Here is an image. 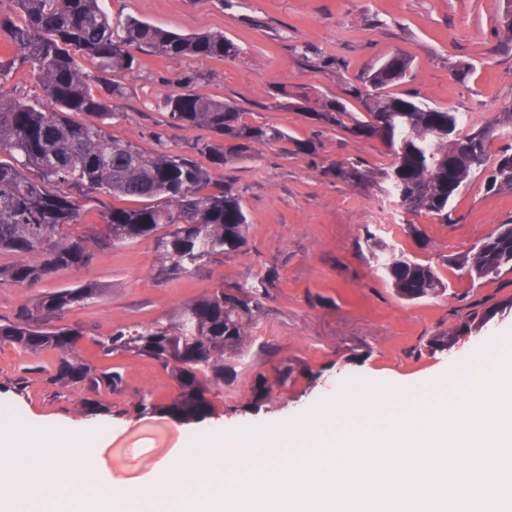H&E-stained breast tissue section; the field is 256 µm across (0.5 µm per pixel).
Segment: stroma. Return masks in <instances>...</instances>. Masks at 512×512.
<instances>
[{
	"label": "stroma",
	"instance_id": "obj_1",
	"mask_svg": "<svg viewBox=\"0 0 512 512\" xmlns=\"http://www.w3.org/2000/svg\"><path fill=\"white\" fill-rule=\"evenodd\" d=\"M104 6L112 17L132 15L177 33L221 32L241 48L230 61L142 57L123 80L113 136L147 154L163 144L185 152L209 139L207 130L193 129L167 131L163 144L156 140L165 124L156 101L182 87L236 103L250 122L316 140L317 152L298 154L286 143H270L246 161L211 166L214 185L232 180L242 188L251 226L243 249L200 275L158 282L153 244L138 240L99 252L92 266L61 270L33 288L0 284L2 322L45 293L96 284L98 298L70 309L63 321L82 328L76 352L84 361L119 371L124 380L119 391L96 394L61 386L51 380L58 351L2 344L0 419L14 416L59 430L95 427L105 440L108 469L133 478L172 449L216 430L229 435L243 425L305 417L364 379L418 383L438 394L454 383L474 340L435 354L420 351L419 342L452 327L475 301L512 296V274L480 286L449 272L446 263L512 222V194L488 191L480 175L455 200L448 223L403 212L388 197L364 194L328 174L347 158L389 163L380 139L316 131L302 113L273 108L269 91L274 85L310 87L341 97L365 72L402 52L412 71L398 92L487 121L512 105V51L500 50L496 33L503 0H105ZM368 230L445 273L447 295L400 299L365 248ZM270 268L277 280L266 314L244 359L225 371L211 413L194 421L139 413L141 397L170 402L176 392L170 371L134 354L103 355L97 339L124 326L167 321L205 292ZM285 365L295 367L293 379L273 385L276 368ZM266 380L271 387L259 394L257 386ZM91 397L106 406V414L85 415L82 404Z\"/></svg>",
	"mask_w": 512,
	"mask_h": 512
}]
</instances>
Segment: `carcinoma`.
<instances>
[{
    "label": "carcinoma",
    "instance_id": "carcinoma-1",
    "mask_svg": "<svg viewBox=\"0 0 512 512\" xmlns=\"http://www.w3.org/2000/svg\"><path fill=\"white\" fill-rule=\"evenodd\" d=\"M11 3V12L0 13V41L13 50L0 55V254L35 260L0 265V284L29 288L59 270L90 266L98 251L145 238L159 256L156 278L164 282L200 274L244 248L249 219L234 182L213 187L208 168L191 156L166 148L145 154L106 130L117 116L120 79L138 62L136 54L228 61L240 54L239 46L222 33L180 35L132 15L114 26L101 0ZM78 52L94 70L78 62ZM410 66L407 57L394 55L351 86L348 94L363 104L362 112L334 97L279 87L271 92L273 105L293 111L303 102L301 112L313 123L356 138L381 139L393 156L389 165L371 167L348 158L333 175L356 189L388 195L407 212L448 223L454 199L481 174L489 190L512 193V153L490 152L494 133L512 130V121L504 122L512 106L481 125L466 124L457 112L389 92L405 82ZM20 69L38 83V97L19 99L7 88ZM102 78L106 92L94 91ZM158 109L165 113L158 142L169 129H206L213 140L197 142L192 150L214 164L244 161L257 147L276 142L293 141L303 154L317 151L313 141L296 142L279 127L247 121L230 101L173 91L160 98ZM87 113L98 122L77 120ZM98 194L126 205L104 213V234L74 230L82 222V202ZM365 242L372 255L383 256V272L399 298L446 294L448 282L432 265L396 251L369 230ZM448 269L480 285L512 274V224L500 225L448 260ZM275 282L270 271L214 288L183 305L176 319L118 329L98 346L105 355L144 356L171 371L177 383L171 403L159 406L144 395L140 412L201 419L212 408V389L224 386V370L251 344ZM98 291L87 283L44 294L0 323V344L58 350L55 383L120 389L121 373L83 361L75 354L82 331L60 324L69 309L96 298ZM511 311L512 296L473 304L454 326L427 337L425 347L432 353L450 351Z\"/></svg>",
    "mask_w": 512,
    "mask_h": 512
}]
</instances>
